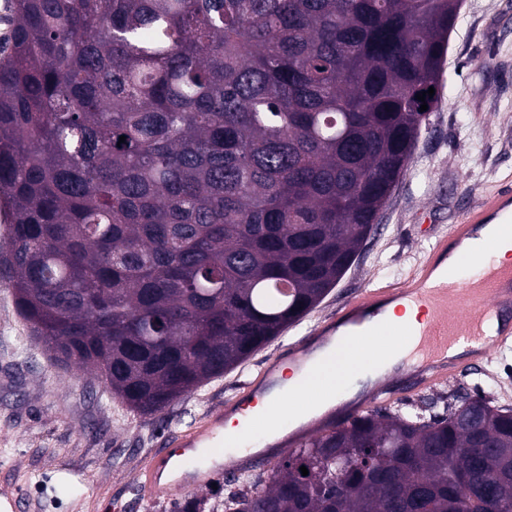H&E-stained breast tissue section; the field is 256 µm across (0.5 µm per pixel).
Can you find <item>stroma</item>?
<instances>
[{"label":"stroma","mask_w":512,"mask_h":512,"mask_svg":"<svg viewBox=\"0 0 512 512\" xmlns=\"http://www.w3.org/2000/svg\"><path fill=\"white\" fill-rule=\"evenodd\" d=\"M444 67L454 87L441 97L412 156L351 268L303 320L249 360L160 412L139 416L104 384L52 361L20 317L0 277V485L21 483L29 512H171L173 501H141L136 470L168 435L187 429L227 397L279 346L335 313L370 285L408 280L429 241L512 179V0H461ZM512 383V341L477 371L433 393L500 396Z\"/></svg>","instance_id":"1"}]
</instances>
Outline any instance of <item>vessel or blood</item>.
<instances>
[{"label": "vessel or blood", "instance_id": "1", "mask_svg": "<svg viewBox=\"0 0 512 512\" xmlns=\"http://www.w3.org/2000/svg\"><path fill=\"white\" fill-rule=\"evenodd\" d=\"M494 220L501 236L512 237L511 185L470 207L460 223L435 239L407 281L362 289L335 315L291 340L245 383L240 395L210 412L200 424L170 434L166 447L148 456L134 475L140 498H168L205 488L227 469L272 464V455L245 448L248 437L259 430L274 433L280 418L302 416L344 394V382L325 376L312 361L326 345H334L336 359L347 366L351 379L400 355L403 375L415 391L459 376V352L483 363L493 343L512 338V265H494L488 259L489 248L478 244L482 229ZM464 261L477 263L474 276L462 275ZM390 307L398 313L414 307L421 316L414 325L390 322L383 317ZM287 365L305 370L304 383L273 399L266 412L252 413V405L267 396ZM398 394L393 383H375L350 412L361 414ZM235 415L242 425L238 436L229 438L224 422ZM26 501L19 485L0 488V512H24Z\"/></svg>", "mask_w": 512, "mask_h": 512}]
</instances>
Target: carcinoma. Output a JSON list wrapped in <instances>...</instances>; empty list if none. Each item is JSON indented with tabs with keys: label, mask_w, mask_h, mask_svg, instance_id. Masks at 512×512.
Returning <instances> with one entry per match:
<instances>
[{
	"label": "carcinoma",
	"mask_w": 512,
	"mask_h": 512,
	"mask_svg": "<svg viewBox=\"0 0 512 512\" xmlns=\"http://www.w3.org/2000/svg\"><path fill=\"white\" fill-rule=\"evenodd\" d=\"M457 20L458 0H10L0 264L51 359L149 415L299 322L391 196ZM509 499L512 406L479 393L379 407L224 478V512Z\"/></svg>",
	"instance_id": "obj_1"
}]
</instances>
